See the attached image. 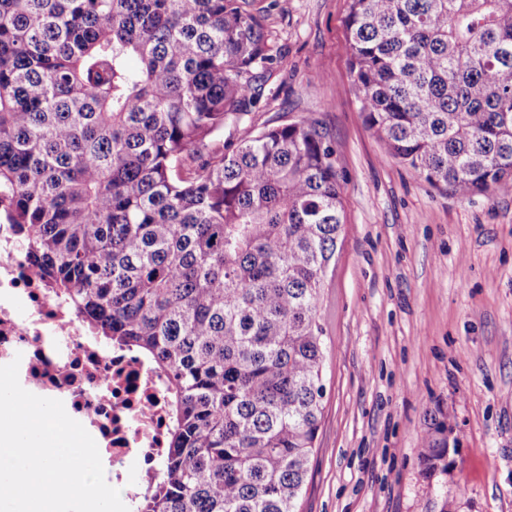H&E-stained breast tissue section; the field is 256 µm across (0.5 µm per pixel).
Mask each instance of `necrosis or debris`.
<instances>
[{
	"mask_svg": "<svg viewBox=\"0 0 512 512\" xmlns=\"http://www.w3.org/2000/svg\"><path fill=\"white\" fill-rule=\"evenodd\" d=\"M27 391L62 401L97 443L105 473L134 507L165 454L166 381L138 355L95 340L46 288L15 225L0 224V365Z\"/></svg>",
	"mask_w": 512,
	"mask_h": 512,
	"instance_id": "necrosis-or-debris-1",
	"label": "necrosis or debris"
}]
</instances>
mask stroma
<instances>
[{
	"instance_id": "1",
	"label": "stroma",
	"mask_w": 512,
	"mask_h": 512,
	"mask_svg": "<svg viewBox=\"0 0 512 512\" xmlns=\"http://www.w3.org/2000/svg\"><path fill=\"white\" fill-rule=\"evenodd\" d=\"M280 55L239 140L314 114L331 128L344 239L324 290V412L300 512H512V194L414 175L367 128L349 0H252ZM447 472L422 475L430 416Z\"/></svg>"
}]
</instances>
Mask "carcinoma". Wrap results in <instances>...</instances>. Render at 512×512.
<instances>
[{"label":"carcinoma","mask_w":512,"mask_h":512,"mask_svg":"<svg viewBox=\"0 0 512 512\" xmlns=\"http://www.w3.org/2000/svg\"><path fill=\"white\" fill-rule=\"evenodd\" d=\"M360 112L438 190L512 187V0H351ZM248 0H0V216L91 332L168 382L137 512H298L343 232L330 130L237 143L275 61ZM434 418L423 475L448 471Z\"/></svg>","instance_id":"carcinoma-1"}]
</instances>
